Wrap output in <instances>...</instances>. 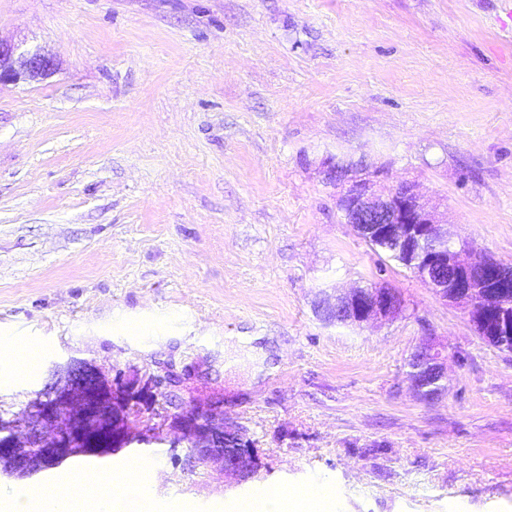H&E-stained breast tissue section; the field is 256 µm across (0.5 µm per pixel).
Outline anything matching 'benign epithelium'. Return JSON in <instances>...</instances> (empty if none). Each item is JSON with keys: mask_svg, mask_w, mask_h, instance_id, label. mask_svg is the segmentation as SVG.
<instances>
[{"mask_svg": "<svg viewBox=\"0 0 512 512\" xmlns=\"http://www.w3.org/2000/svg\"><path fill=\"white\" fill-rule=\"evenodd\" d=\"M53 58L38 51H22L0 38V83L21 79L36 80L52 74ZM329 184H346L339 197L345 223L368 240L396 246L413 274L446 302L472 313L479 302H498L504 288L512 284V264L486 255H475L473 247L453 245L445 222L423 201L416 184L399 181L380 187L388 179L382 169L364 163L329 161L323 170ZM330 323L361 326L366 322L387 321L402 312L398 295L391 288L356 286L327 300ZM409 377L420 398L433 401L441 396L447 380V362L438 345L429 340L409 359ZM91 366L71 359L44 389L31 400L32 415L8 419L0 438V473L29 477L44 466L75 454H105L124 447L135 437L138 424L132 392L172 393L179 375L170 367L161 373L142 376L117 374L116 384H102L104 398L112 409L109 443L92 441V428L80 422L82 415L77 388L81 375ZM166 416L175 421L181 440L189 448L202 450L203 462L239 476L238 454L246 451L258 462L254 449L241 428L225 424L224 413L216 407L190 404Z\"/></svg>", "mask_w": 512, "mask_h": 512, "instance_id": "7a95c632", "label": "benign epithelium"}]
</instances>
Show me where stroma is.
<instances>
[{"instance_id":"1","label":"stroma","mask_w":512,"mask_h":512,"mask_svg":"<svg viewBox=\"0 0 512 512\" xmlns=\"http://www.w3.org/2000/svg\"><path fill=\"white\" fill-rule=\"evenodd\" d=\"M0 37L56 64L0 84V337L41 352L0 410L72 358L170 364L260 460L224 475L146 412L145 442L2 477L0 498L141 455L156 512H236L271 482L327 486L333 512H512V353L380 259L323 180L344 157L415 181L451 237L512 264L507 0H0ZM369 285L405 313L317 316ZM429 333L435 401L408 378Z\"/></svg>"}]
</instances>
